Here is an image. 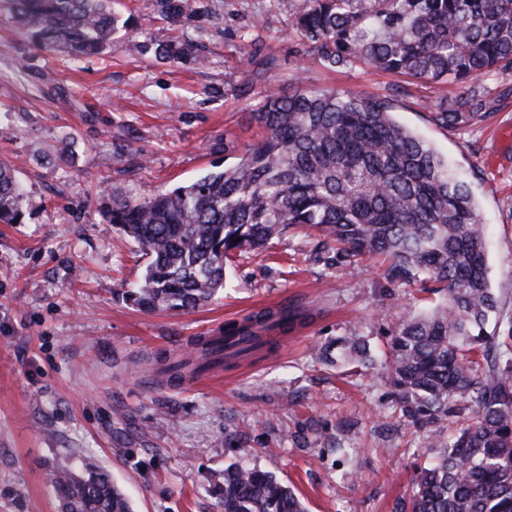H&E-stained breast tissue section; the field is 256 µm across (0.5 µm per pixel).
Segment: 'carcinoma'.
Here are the masks:
<instances>
[{"instance_id": "carcinoma-1", "label": "carcinoma", "mask_w": 512, "mask_h": 512, "mask_svg": "<svg viewBox=\"0 0 512 512\" xmlns=\"http://www.w3.org/2000/svg\"><path fill=\"white\" fill-rule=\"evenodd\" d=\"M293 28L319 61H355L423 82L466 83L512 70V0H307ZM26 34L55 52L99 55L120 15L111 0H0ZM174 19L191 0H164ZM160 60L194 57L186 43L157 44ZM432 121L462 129L494 116L476 89L428 106ZM265 136L238 161L148 198H112L106 216L149 255L128 299L146 309L190 310L224 287V264L288 229L318 232L336 261L383 255L398 286L421 279L441 298L391 327L390 386L407 421L444 449L415 469L411 512H512V321L488 334L491 286L477 200L430 144L398 122L391 105L351 89L270 91L254 113ZM23 191L0 161V223H21ZM304 319L294 306L249 315L201 343L211 365L247 352ZM326 363H374L353 341ZM463 417L453 441L437 423ZM79 476L68 461L49 473L63 512H133L99 467ZM222 512H306L298 496L257 468L224 470Z\"/></svg>"}]
</instances>
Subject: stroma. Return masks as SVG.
<instances>
[{
	"mask_svg": "<svg viewBox=\"0 0 512 512\" xmlns=\"http://www.w3.org/2000/svg\"><path fill=\"white\" fill-rule=\"evenodd\" d=\"M126 27L105 57L49 53L0 14V157L16 167L23 220L0 224V512H60L47 480L60 459L108 472L134 512H221L225 468L271 473L307 512H394L416 465L441 449L404 422L389 394L388 331L416 286L379 263L327 265L316 235L287 233L232 259L224 288L181 312L125 299L148 258L111 224L113 195L140 198L235 163L260 131L271 89H352L470 182L489 276L512 321V71L476 83L495 115L460 129L426 108L460 84L421 83L366 62L332 70L292 30L305 0H195L171 19L161 0H112ZM190 44L197 62L156 59ZM295 305L307 319L236 363L160 380L224 325ZM363 337L374 368L333 367L318 347ZM155 57L160 60H186L191 57L197 61L198 57L194 55L192 47L189 44L166 41L158 43L155 51Z\"/></svg>",
	"mask_w": 512,
	"mask_h": 512,
	"instance_id": "obj_1",
	"label": "stroma"
}]
</instances>
